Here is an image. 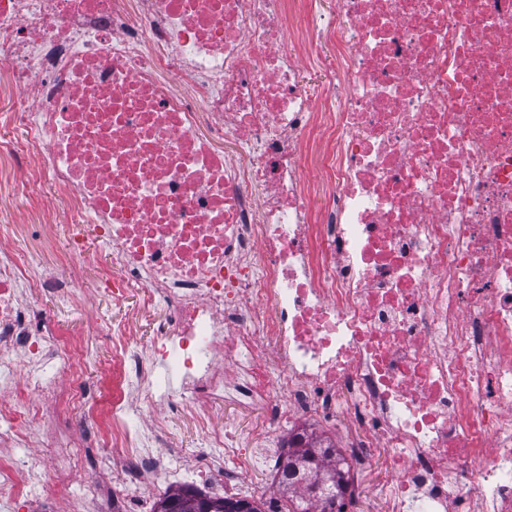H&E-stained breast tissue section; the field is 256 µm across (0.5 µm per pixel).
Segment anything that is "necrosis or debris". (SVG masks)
Returning <instances> with one entry per match:
<instances>
[{
	"label": "necrosis or debris",
	"instance_id": "4bbe7bcc",
	"mask_svg": "<svg viewBox=\"0 0 512 512\" xmlns=\"http://www.w3.org/2000/svg\"><path fill=\"white\" fill-rule=\"evenodd\" d=\"M0 67L25 132L0 197L63 201L76 256L56 276L0 225L6 506L145 512L181 471L172 416L193 482L237 494L245 448L277 503L276 435L342 411L343 466L388 451L383 512H512V0H0ZM90 233L113 304L164 313L108 331V398L95 339L41 307L86 302ZM226 404L258 434L215 428ZM93 448L111 485L74 482ZM169 429L176 434L183 447L185 454L184 470L188 471L191 466V453L196 448L198 435L191 423L187 418H172L168 423Z\"/></svg>",
	"mask_w": 512,
	"mask_h": 512
}]
</instances>
